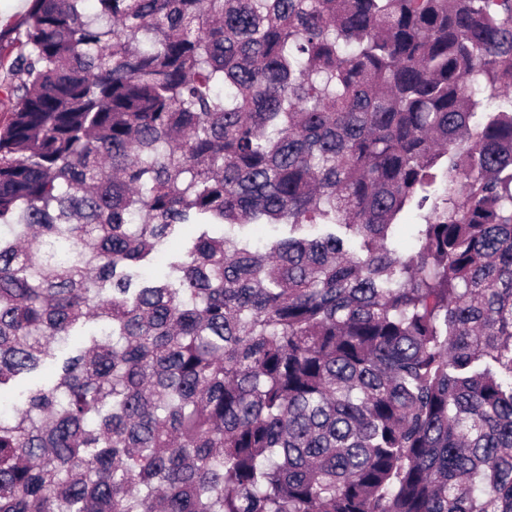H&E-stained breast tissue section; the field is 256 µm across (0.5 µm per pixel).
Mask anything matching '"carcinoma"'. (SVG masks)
I'll use <instances>...</instances> for the list:
<instances>
[{"instance_id": "1", "label": "carcinoma", "mask_w": 512, "mask_h": 512, "mask_svg": "<svg viewBox=\"0 0 512 512\" xmlns=\"http://www.w3.org/2000/svg\"><path fill=\"white\" fill-rule=\"evenodd\" d=\"M24 46L0 389L89 340L0 512H512V0H31Z\"/></svg>"}]
</instances>
